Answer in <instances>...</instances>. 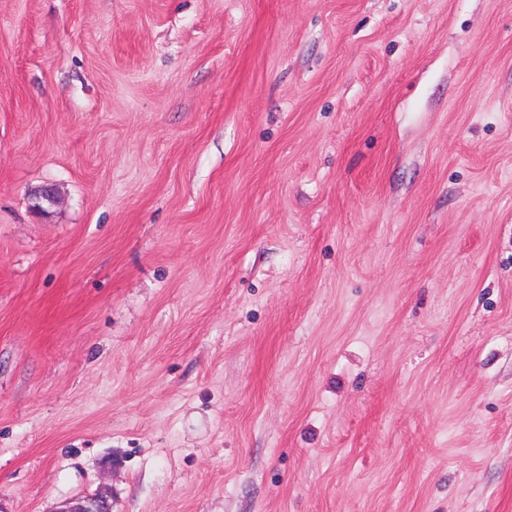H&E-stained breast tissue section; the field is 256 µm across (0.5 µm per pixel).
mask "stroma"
Wrapping results in <instances>:
<instances>
[{
  "mask_svg": "<svg viewBox=\"0 0 512 512\" xmlns=\"http://www.w3.org/2000/svg\"><path fill=\"white\" fill-rule=\"evenodd\" d=\"M101 490L512 512V0H0V512Z\"/></svg>",
  "mask_w": 512,
  "mask_h": 512,
  "instance_id": "35a3bbf8",
  "label": "stroma"
}]
</instances>
